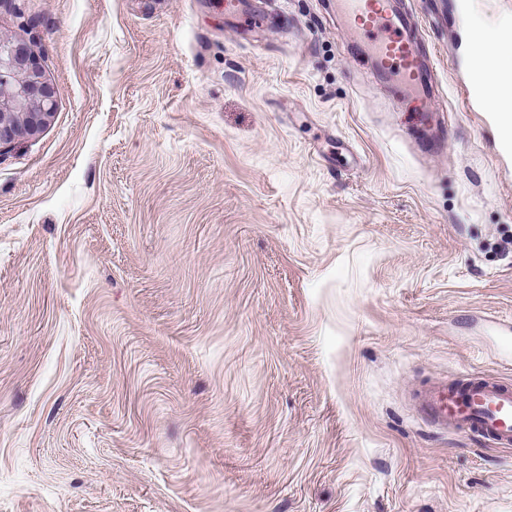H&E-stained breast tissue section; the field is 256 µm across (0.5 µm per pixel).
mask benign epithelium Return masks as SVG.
Returning a JSON list of instances; mask_svg holds the SVG:
<instances>
[{
  "label": "benign epithelium",
  "instance_id": "1",
  "mask_svg": "<svg viewBox=\"0 0 512 512\" xmlns=\"http://www.w3.org/2000/svg\"><path fill=\"white\" fill-rule=\"evenodd\" d=\"M58 89L21 39L0 36V144L38 135L51 122Z\"/></svg>",
  "mask_w": 512,
  "mask_h": 512
}]
</instances>
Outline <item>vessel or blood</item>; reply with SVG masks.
<instances>
[{
    "label": "vessel or blood",
    "instance_id": "obj_1",
    "mask_svg": "<svg viewBox=\"0 0 512 512\" xmlns=\"http://www.w3.org/2000/svg\"><path fill=\"white\" fill-rule=\"evenodd\" d=\"M336 18L349 38L366 53L375 75L421 134L420 148L433 150L448 140L446 128L432 125L428 97L434 74L413 35L414 20L404 0H333ZM438 17L458 24L476 19L477 0H432ZM512 85V72L487 80L470 66L463 95L472 103L495 97ZM421 417L440 430L474 435L503 448L512 447V386L482 376L460 383L434 382L416 393Z\"/></svg>",
    "mask_w": 512,
    "mask_h": 512
}]
</instances>
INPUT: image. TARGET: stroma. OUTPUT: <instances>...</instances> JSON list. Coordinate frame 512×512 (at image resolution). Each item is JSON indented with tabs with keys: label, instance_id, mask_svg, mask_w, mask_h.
I'll use <instances>...</instances> for the list:
<instances>
[{
	"label": "stroma",
	"instance_id": "stroma-1",
	"mask_svg": "<svg viewBox=\"0 0 512 512\" xmlns=\"http://www.w3.org/2000/svg\"><path fill=\"white\" fill-rule=\"evenodd\" d=\"M430 153L330 0H0L59 90L0 146V512H512V447L414 388L512 383V152L409 0Z\"/></svg>",
	"mask_w": 512,
	"mask_h": 512
}]
</instances>
